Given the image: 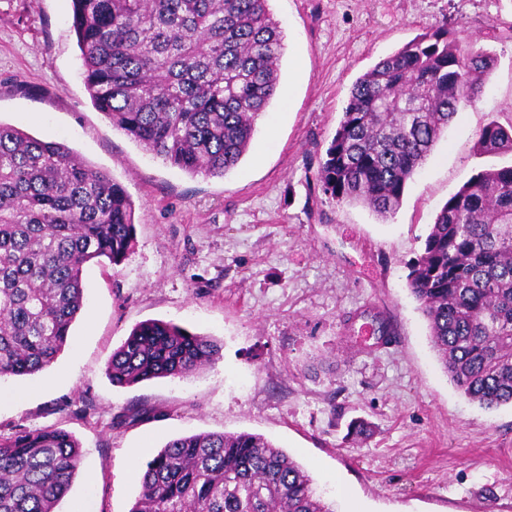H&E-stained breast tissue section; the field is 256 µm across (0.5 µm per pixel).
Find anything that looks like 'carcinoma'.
<instances>
[{"label": "carcinoma", "instance_id": "carcinoma-1", "mask_svg": "<svg viewBox=\"0 0 512 512\" xmlns=\"http://www.w3.org/2000/svg\"><path fill=\"white\" fill-rule=\"evenodd\" d=\"M270 0H71L93 105L145 151L222 177L246 155L280 88L284 35ZM495 54L430 28L356 79L314 181L338 205L382 217L461 106L480 97ZM475 154L512 156V125L489 121ZM134 204L67 145L0 123V381L51 366L83 308V271L119 265ZM408 288L444 373L468 399L512 404V164L479 171L437 213ZM219 347L171 322L136 326L112 353L118 386L184 377ZM81 445L61 429L0 435V512H55ZM129 512H335L311 476L260 435L199 433L146 462Z\"/></svg>", "mask_w": 512, "mask_h": 512}]
</instances>
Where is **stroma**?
<instances>
[{"label": "stroma", "mask_w": 512, "mask_h": 512, "mask_svg": "<svg viewBox=\"0 0 512 512\" xmlns=\"http://www.w3.org/2000/svg\"><path fill=\"white\" fill-rule=\"evenodd\" d=\"M284 32L280 93L222 177L153 157L91 102L71 0H0V122L68 145L134 203L119 266L87 264L71 341L42 372L0 382V434L58 427L82 456L55 512H129L145 463L194 433L264 436L335 512H512V405L484 409L443 373L406 287L436 214L492 165L474 151L512 123V0H270ZM497 56L398 212L338 206L313 180L356 79L430 27ZM310 73L296 77V63ZM393 326L377 345L361 328ZM147 320L210 336L218 359L183 378L113 386L107 367ZM367 420L355 440L349 423Z\"/></svg>", "instance_id": "35a3bbf8"}]
</instances>
